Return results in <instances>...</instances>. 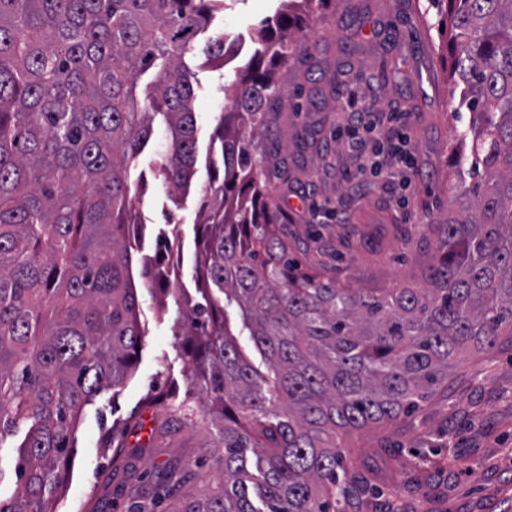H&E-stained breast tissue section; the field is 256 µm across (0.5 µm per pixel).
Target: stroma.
Here are the masks:
<instances>
[{"mask_svg": "<svg viewBox=\"0 0 512 512\" xmlns=\"http://www.w3.org/2000/svg\"><path fill=\"white\" fill-rule=\"evenodd\" d=\"M207 32L194 41L191 66L200 148L230 101L224 88L249 62L260 31L282 0H223ZM428 0H340L315 13L308 47L279 77L282 90L260 129L256 171L278 206L293 218L289 255L338 285L363 292L419 287L433 264L438 233L455 201L448 185L460 163L453 151L471 115L459 104ZM236 44L225 64L209 61L208 40ZM356 85L365 121L375 126L367 145L390 132L401 114L415 158L413 171L388 153L389 173L359 174L361 152L341 137L349 123L340 85ZM168 133L156 128L141 149L133 175L142 176L133 204L145 220L142 255L154 260L163 241L179 238L172 258L176 287L187 300L142 289L145 338L139 362L124 386L85 407L73 463L55 512H169L168 467L185 471L191 486L218 482L215 430L187 372L175 329L185 301H199L194 282L193 223L207 183L198 160L195 188L174 205L154 172L168 152ZM411 178V201L397 200ZM348 468L360 486L351 512H512V336L493 348L465 354L448 371V389L424 409L343 438ZM145 495L129 497L126 471Z\"/></svg>", "mask_w": 512, "mask_h": 512, "instance_id": "1", "label": "stroma"}]
</instances>
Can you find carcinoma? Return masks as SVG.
<instances>
[{"label": "carcinoma", "instance_id": "1", "mask_svg": "<svg viewBox=\"0 0 512 512\" xmlns=\"http://www.w3.org/2000/svg\"><path fill=\"white\" fill-rule=\"evenodd\" d=\"M473 115L459 148L473 182L449 191L422 288L365 294L296 265L288 215L254 168L276 70L306 47L304 18L260 32L210 139L194 224L196 291L183 317L190 379L211 407L218 492L173 512H345L353 478L339 433L417 411L465 347L512 336V0H429ZM221 0H0V447L25 429L20 490L0 512L50 508L83 408L122 386L145 336L134 280L129 176L162 117L163 182L186 191L198 138L192 41ZM209 60L224 63V37ZM153 75L149 104L136 97ZM144 287L170 292L141 260ZM236 304L265 364L240 350Z\"/></svg>", "mask_w": 512, "mask_h": 512}]
</instances>
